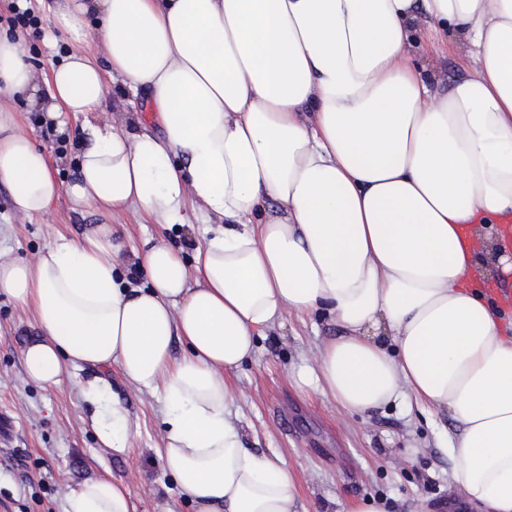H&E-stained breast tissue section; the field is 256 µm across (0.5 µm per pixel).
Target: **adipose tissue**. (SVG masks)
<instances>
[{
  "mask_svg": "<svg viewBox=\"0 0 512 512\" xmlns=\"http://www.w3.org/2000/svg\"><path fill=\"white\" fill-rule=\"evenodd\" d=\"M55 49L37 75L0 32V183L32 220L61 195L170 228L207 222L193 264L147 244L149 284L121 277L124 246L101 224L32 258H0V294L31 309L30 381L80 383L100 443L129 424L101 378L118 367L162 397V467L196 512H298L280 459L242 444L226 417L231 371L284 312L325 310L341 328L298 387L364 414L410 398L447 409L454 478L478 512H512V319L490 306L482 266L512 273V0H56ZM470 46L471 74L436 91L410 50L432 30ZM102 51H85L89 40ZM150 103L158 133L84 122L69 185L7 101L53 119L101 111L112 81ZM187 353L173 358L174 340ZM64 512H131L100 476Z\"/></svg>",
  "mask_w": 512,
  "mask_h": 512,
  "instance_id": "adipose-tissue-1",
  "label": "adipose tissue"
}]
</instances>
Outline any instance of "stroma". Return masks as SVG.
Listing matches in <instances>:
<instances>
[{
	"label": "stroma",
	"instance_id": "stroma-1",
	"mask_svg": "<svg viewBox=\"0 0 512 512\" xmlns=\"http://www.w3.org/2000/svg\"><path fill=\"white\" fill-rule=\"evenodd\" d=\"M26 5L39 19L27 45L43 74L50 57L42 37L53 23L54 0H27ZM412 53L441 90L469 73L467 47L458 35L432 48L413 47ZM13 109L23 129L48 151L56 178L69 183L80 153L77 139L56 133L44 112L23 103ZM99 221L95 212L72 209L62 198L50 214L17 223L9 190L0 185L2 255L31 257ZM112 222L130 252L141 249L145 239H163L181 247L189 259L204 237L203 225L167 230L145 223L132 210L113 216ZM38 330L31 310L0 296V512H63L69 486L107 474L125 486L134 512H193L158 461L162 399L137 391L112 372V397L125 408L132 430L126 453L103 448L74 385L90 378L89 370L67 367L70 382L59 388L27 379L22 350ZM338 333L320 313L287 312L264 329L254 358L230 376L240 392L230 418L240 427L245 447L279 456L294 470L299 512H345L352 502L367 498L382 502L386 512H448L461 497L447 446L454 423L446 412L407 399L350 415L331 399L295 386L292 368L312 363L318 347Z\"/></svg>",
	"mask_w": 512,
	"mask_h": 512
}]
</instances>
